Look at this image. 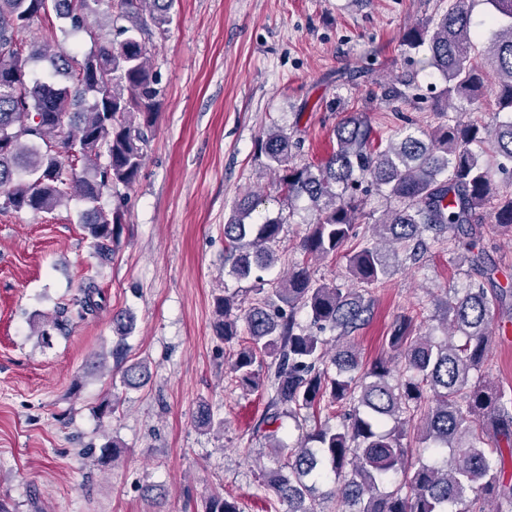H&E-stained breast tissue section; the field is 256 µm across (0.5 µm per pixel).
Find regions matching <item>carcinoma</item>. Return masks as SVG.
I'll return each instance as SVG.
<instances>
[{"mask_svg":"<svg viewBox=\"0 0 512 512\" xmlns=\"http://www.w3.org/2000/svg\"><path fill=\"white\" fill-rule=\"evenodd\" d=\"M103 0H0V209L49 212L78 198L79 215L95 253L108 256L118 241L125 213L118 205L96 206L105 188H129L144 161L145 130L155 119L162 89L144 26L170 21L174 0H118L113 21L120 41L92 32L93 48L82 58L57 50V32L26 43L20 34L32 18L54 13L74 29ZM492 10L485 49L477 48L466 0H452L427 25L407 30L402 45L426 47L428 65L445 83L453 102L489 86L499 111L512 113V0H483ZM491 57L492 71L477 62ZM46 61L72 83L25 80L33 62ZM93 103L87 104V98ZM430 129L397 132L374 142L362 110L348 113L334 129L336 150L320 164L296 166L301 140L268 131L260 151L287 198H305L315 211L300 240L302 259L282 278L263 274L279 260L283 219L252 220L260 195L235 202L224 224L231 274L254 280L258 298L242 307L233 294L215 298L213 330L235 344L229 373L249 391L271 393L261 424L272 466L263 475L270 512H319L317 486L337 498V512H512V388L480 374L492 343L494 311L512 315V293L495 285V264L483 245L482 212L490 210L497 231L512 235V195L501 197L498 170L512 165V116L494 124L463 122L449 112ZM367 181L394 202L360 240L363 202L356 195ZM448 241L461 264L457 272L481 285L435 302L445 330L437 341L417 332L418 315L397 319L388 345L397 359L360 360L351 335L372 314L370 288L386 285L396 268L416 260L435 243ZM346 259L355 288L314 279L312 262ZM95 283L83 290L77 317L101 309ZM306 311L311 331L296 319ZM334 334L328 339L324 333ZM136 387L149 378L139 362L122 372ZM302 435L293 445L279 436L282 418ZM333 418L340 424L330 425ZM198 427L214 421L199 406ZM418 443L415 455L404 440ZM195 512H242L236 497L212 493Z\"/></svg>","mask_w":512,"mask_h":512,"instance_id":"obj_1","label":"carcinoma"}]
</instances>
